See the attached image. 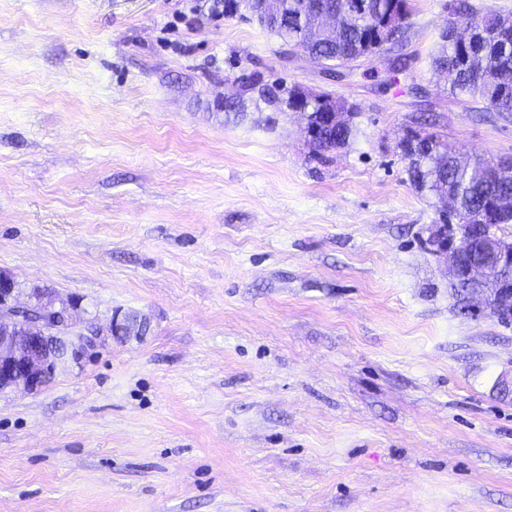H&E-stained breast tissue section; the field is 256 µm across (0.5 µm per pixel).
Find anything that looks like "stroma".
Listing matches in <instances>:
<instances>
[{
	"label": "stroma",
	"mask_w": 512,
	"mask_h": 512,
	"mask_svg": "<svg viewBox=\"0 0 512 512\" xmlns=\"http://www.w3.org/2000/svg\"><path fill=\"white\" fill-rule=\"evenodd\" d=\"M200 0H0V272L99 336L0 393V512H512V321L456 294L441 201L401 142L512 159V114L451 96L449 0H411L409 71L283 60ZM261 72L357 108L316 155L247 101Z\"/></svg>",
	"instance_id": "1"
}]
</instances>
